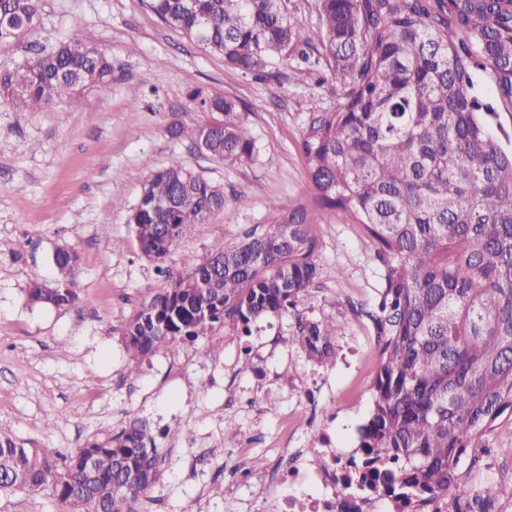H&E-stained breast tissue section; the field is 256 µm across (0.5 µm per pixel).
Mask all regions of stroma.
Listing matches in <instances>:
<instances>
[{
	"label": "stroma",
	"instance_id": "obj_1",
	"mask_svg": "<svg viewBox=\"0 0 512 512\" xmlns=\"http://www.w3.org/2000/svg\"><path fill=\"white\" fill-rule=\"evenodd\" d=\"M39 21L60 41L81 40L112 61V82L78 105L0 108V431L60 458L131 418L147 419L165 457L142 512H266L262 481L289 446L311 448L298 390L326 378L323 409L336 414V445L355 443L372 407L380 350L372 321L382 272L359 225L317 212L318 277L296 307L245 338L218 328L210 357L184 348L131 363L121 326L171 277L189 275L212 251L263 231L270 202L309 200L302 135L312 117L342 102L340 81H289L290 63L258 80L166 26L145 0H41ZM234 100L258 147L233 163L170 135L212 113L191 89ZM180 163L224 191L223 212L177 242L164 271L140 252L128 222L152 170ZM76 254L79 299L32 304L34 283L55 276L54 255ZM330 318L342 329L336 360L308 361L292 341L296 321ZM252 367H244V358ZM135 381H128L129 368ZM242 429L224 443V417ZM191 438H184V431ZM494 456L497 485L512 480V415L475 442ZM224 494L212 496L213 484Z\"/></svg>",
	"mask_w": 512,
	"mask_h": 512
}]
</instances>
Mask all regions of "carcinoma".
I'll return each instance as SVG.
<instances>
[{"label":"carcinoma","mask_w":512,"mask_h":512,"mask_svg":"<svg viewBox=\"0 0 512 512\" xmlns=\"http://www.w3.org/2000/svg\"><path fill=\"white\" fill-rule=\"evenodd\" d=\"M148 8L224 61L257 78L277 59L309 60L312 39L288 0H147ZM318 58L343 82V102L318 113L301 149L315 203L361 226L382 270L374 324L382 342L370 417L359 428L371 471L397 468L404 493L499 496L492 482L462 483L466 449L512 412V151L488 129L472 70L512 111V0H315ZM39 0H0V48L32 37L30 56L0 78V104L45 109L112 78V62L77 41L45 51ZM224 115L171 135L239 163L258 154L234 101L200 98ZM224 192L180 164L150 173L129 208L144 257L165 261L177 241L224 210ZM270 224L206 257L145 301L121 327L131 359L178 351L231 324L241 336L296 306L318 276L315 213L269 205ZM56 279L29 292L64 307L77 259L55 256ZM210 288L202 292L200 284ZM341 328L298 318L293 339L324 364ZM93 457L95 470L87 469ZM164 456L135 418L57 461L0 432V494L51 488L67 512H141Z\"/></svg>","instance_id":"cac0c4a2"}]
</instances>
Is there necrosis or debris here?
Instances as JSON below:
<instances>
[{
    "instance_id": "4bbe7bcc",
    "label": "necrosis or debris",
    "mask_w": 512,
    "mask_h": 512,
    "mask_svg": "<svg viewBox=\"0 0 512 512\" xmlns=\"http://www.w3.org/2000/svg\"><path fill=\"white\" fill-rule=\"evenodd\" d=\"M324 390L318 382L302 385L300 396L309 424L320 446L317 460L305 448H292L264 478L269 512H296L304 501L305 512H376L386 502L391 512H460L459 500L402 502L394 486L367 475L360 448H340L332 430L334 415L319 411Z\"/></svg>"
}]
</instances>
